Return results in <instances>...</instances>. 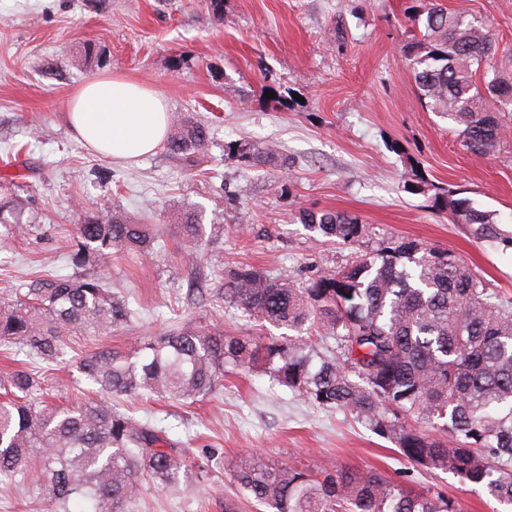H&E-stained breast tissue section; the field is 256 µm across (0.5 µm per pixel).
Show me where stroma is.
Returning a JSON list of instances; mask_svg holds the SVG:
<instances>
[{
  "mask_svg": "<svg viewBox=\"0 0 512 512\" xmlns=\"http://www.w3.org/2000/svg\"><path fill=\"white\" fill-rule=\"evenodd\" d=\"M485 21L496 66L512 74V0H438ZM409 0H0V181L8 180L31 229L0 232V297L43 276L103 278L136 315L104 337H74L64 358L37 363L55 403L91 399L75 355L129 348L195 319L238 336H288L260 325L217 293L248 264L296 287L390 241L448 249L487 287L512 300V245L474 236L435 188H450L492 212L512 234V130L497 153L476 157L451 123L421 102L404 46ZM99 58L85 62L86 45ZM143 81L171 113L208 128L200 166L158 147L135 163L99 157L79 144L64 114L72 93L100 74ZM274 146L279 159L257 167L230 145ZM423 175L432 192L407 189ZM123 213L160 225L156 250L73 265L70 249L85 214ZM305 210L356 215L359 241L307 230ZM195 212L205 228L198 250L183 249L172 227ZM120 411L166 428L178 447L213 449L224 460L212 484L174 497L145 486L142 512H257L232 480L242 463L262 460L315 470H377L416 493H445L463 512H506L481 491L441 471L402 460L393 440L342 412L293 397L262 370L225 373L224 386L193 404L125 398Z\"/></svg>",
  "mask_w": 512,
  "mask_h": 512,
  "instance_id": "35a3bbf8",
  "label": "stroma"
}]
</instances>
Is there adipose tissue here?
Listing matches in <instances>:
<instances>
[{"label": "adipose tissue", "instance_id": "ef3b65f1", "mask_svg": "<svg viewBox=\"0 0 512 512\" xmlns=\"http://www.w3.org/2000/svg\"><path fill=\"white\" fill-rule=\"evenodd\" d=\"M68 122L75 138L112 162L153 152L168 126V104L152 87L118 75L85 82L71 97Z\"/></svg>", "mask_w": 512, "mask_h": 512}]
</instances>
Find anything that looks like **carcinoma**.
<instances>
[{
    "label": "carcinoma",
    "mask_w": 512,
    "mask_h": 512,
    "mask_svg": "<svg viewBox=\"0 0 512 512\" xmlns=\"http://www.w3.org/2000/svg\"><path fill=\"white\" fill-rule=\"evenodd\" d=\"M419 34L405 45L421 99L456 126L475 156L497 152L502 117L512 112V77L496 69L489 27L428 3L414 14ZM206 127L189 116L166 143L190 165L205 147ZM247 166L275 159L268 147H229ZM434 202L451 207L479 239L512 244L493 214L450 191ZM311 231L344 243L363 237L358 217L305 210ZM0 224L22 233L20 208ZM180 237L197 246L204 225L188 212ZM159 230L114 212L76 225L72 260L129 251L147 253ZM224 302L262 323L298 333L314 329L336 340V355L313 364L303 340L226 336L220 327L184 323L156 338H138L122 351L102 347L78 356L76 368L100 398L70 407L35 405L41 379L28 367L0 378L11 399L0 402V479L33 470L49 512H140L151 484L177 493L207 486L221 463L177 448L164 428L116 410L121 397L154 395L171 402L202 399L227 367L262 366L297 398L352 415L394 440L412 467L452 474L512 507V302L505 304L449 250L394 241L334 274L296 288L242 267L225 282ZM125 300L97 276L39 278L24 293L0 300V346L55 362L70 336H102L129 320ZM243 493L267 512H462L439 494H413L372 470L250 462L233 471Z\"/></svg>",
    "instance_id": "obj_1"
}]
</instances>
